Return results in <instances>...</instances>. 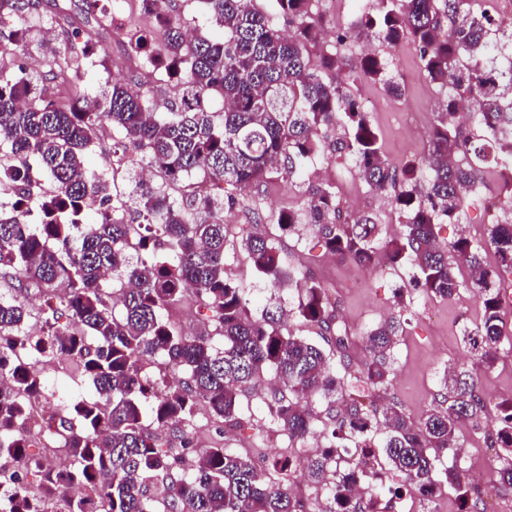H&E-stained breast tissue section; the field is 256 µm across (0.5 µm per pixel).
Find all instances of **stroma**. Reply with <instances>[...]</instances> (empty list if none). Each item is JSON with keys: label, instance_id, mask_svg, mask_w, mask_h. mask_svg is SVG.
Masks as SVG:
<instances>
[{"label": "stroma", "instance_id": "1", "mask_svg": "<svg viewBox=\"0 0 512 512\" xmlns=\"http://www.w3.org/2000/svg\"><path fill=\"white\" fill-rule=\"evenodd\" d=\"M81 0H41L37 12L28 15L26 25L32 34L29 57L49 60L54 44L41 35L43 26H54L59 37H66L71 28H79L82 37L75 45L77 53L94 50L105 54V63L87 65L85 79L88 96H96L115 77L141 82L157 106L174 101L178 81L165 69L140 65L132 47L143 33H151L156 46H163L164 31L154 15L143 12L138 0H123L119 13H112V0H100V6L89 16L79 10ZM391 74L404 86L402 98L387 97L380 86L365 82L355 89L356 97H369L376 106L370 119L381 136L384 154L394 164L421 156L428 146V133L434 123L438 90L424 80L417 67V54L410 44L398 47L393 54ZM115 134L100 133L86 151L89 168L95 169L108 186H120L124 193L126 210H134L139 190L137 172L128 160L114 156ZM298 189L289 187L285 180L275 178L260 183L244 199L224 215L228 224V244L224 256V270L240 283L253 298L268 295L271 285L259 277L239 241L243 231L256 227L258 232L275 238L284 267L304 268L310 277L327 289L337 302L342 323L346 326L356 357H363V331L386 319L399 316L406 321V331L396 348L394 375L388 396L413 418H421L427 411L439 406V374L443 368L460 356L459 335L462 327L474 322L480 314L477 299L467 291L452 300L429 298L410 281L406 268L394 267L386 271L369 269L351 261L327 262L321 247L313 237L297 239L279 234L276 225L257 224L258 213L268 208L288 210L295 207ZM403 291L406 307L396 303V291ZM272 373L257 379L254 388L242 398L246 419L243 427L225 434L227 447L251 456L256 464L288 452V439L277 431L264 411V400L258 389L269 387ZM469 453L460 457L463 469L479 472L484 484H491L498 467L493 451L477 440L470 424L459 427Z\"/></svg>", "mask_w": 512, "mask_h": 512}]
</instances>
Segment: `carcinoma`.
<instances>
[{"label": "carcinoma", "instance_id": "carcinoma-1", "mask_svg": "<svg viewBox=\"0 0 512 512\" xmlns=\"http://www.w3.org/2000/svg\"><path fill=\"white\" fill-rule=\"evenodd\" d=\"M204 2L219 36L188 40L186 21L163 15V49L146 36L136 41L146 64L163 63L179 78L180 95L161 119L134 80L114 82L90 99L77 67L62 103L49 86L0 70V146L16 159H37L53 185L43 203L49 223L35 230L21 214L0 217V269L58 298L35 315L26 298L0 297V512L24 507L14 462L29 459L28 471L42 477L43 466L30 452L41 438L60 440L71 461L65 478L41 484L52 512H85L95 500L105 512H308L285 485L292 459L273 461L263 475L221 440L194 450L191 422L199 406L208 408L216 433L240 427L242 392L267 371L275 387L266 415L289 445L316 434L311 398L335 412L325 424L327 450L307 460L311 483L324 491L321 512H336L338 505L369 512L376 496L401 497L399 482L414 491L446 484L458 492L462 512H484L481 493L464 483L462 468L441 467V457L460 447L459 423L479 429L493 409L496 425L484 439L500 461L495 484L511 488L512 400L491 403L478 376L448 367L440 380L441 407L423 419L413 420L393 400L377 403L391 382L402 321L366 328L367 357L356 360L326 289L298 277V269H285L274 240L245 231L240 245L257 273L296 287L288 307L277 288L254 307L224 272V207L236 199L201 187L230 182L245 192L281 177L301 188L298 206L275 219L282 233L311 235L325 252L362 266L375 264L382 250L391 264L409 265L411 279L429 297L474 293L481 313L461 329V341L470 356L493 367L508 338L499 285L512 274V184L501 180L498 195L489 197L484 175L512 166V21L501 19L489 0L354 3L358 34L384 48L413 44L421 76L445 95L427 153L397 166L383 155L369 113L359 110L350 90L368 78L386 95H402L383 53L348 70L338 50L315 54L321 20L312 0H273L272 15L255 0ZM39 5L0 0V21ZM26 51L23 37L0 34V56L18 59ZM330 69L342 76L325 80ZM215 99L224 111H211ZM106 128L119 134L122 156L148 160L162 178L158 187L138 185L137 224L112 215L107 184L86 166V150ZM327 148L358 168L367 192H393L398 237L382 240L377 212L349 211L335 186L305 174L310 158ZM9 178L13 192L25 195L29 168L12 165ZM81 203L97 205L95 223L79 224ZM469 208L491 216L486 237L461 231L447 243L439 240L437 226L459 223ZM55 242L61 250L50 247ZM161 245L173 261L155 258ZM107 270L130 287L110 291L102 280ZM189 287L212 326L191 336L162 315ZM288 315L315 326L324 344L284 333ZM34 317L43 325L41 336L23 329ZM215 336L223 349L212 346ZM42 357L69 364L91 381L93 392L35 420L29 405L45 397L47 386L30 365ZM156 357L183 368L186 377L167 387L147 376L145 366ZM342 448L360 449L364 499L336 472L345 462ZM63 481L82 493L60 495Z\"/></svg>", "mask_w": 512, "mask_h": 512}]
</instances>
